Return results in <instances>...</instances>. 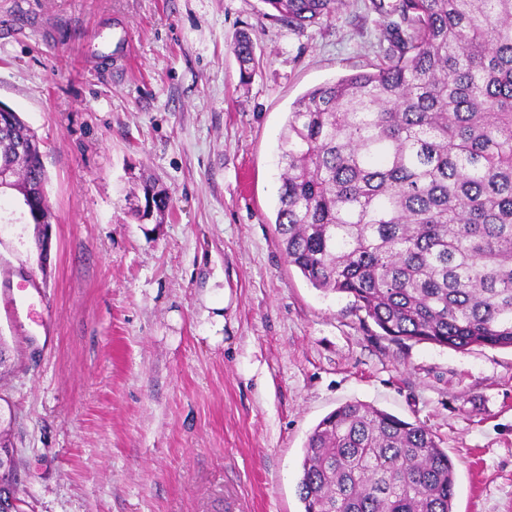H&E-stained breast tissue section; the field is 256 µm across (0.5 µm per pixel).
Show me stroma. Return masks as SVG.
I'll use <instances>...</instances> for the list:
<instances>
[{
  "mask_svg": "<svg viewBox=\"0 0 512 512\" xmlns=\"http://www.w3.org/2000/svg\"><path fill=\"white\" fill-rule=\"evenodd\" d=\"M263 0H0V103L41 143L51 248L0 196V405L23 512H302L315 425L360 401L428 428L455 512H512V350L397 342L288 264L292 104L388 55L373 0L323 24ZM256 46L241 83L231 50ZM171 196L128 214L140 177ZM233 53L239 63L240 75L243 81L249 79L255 70V47L250 34L243 30L233 43Z\"/></svg>",
  "mask_w": 512,
  "mask_h": 512,
  "instance_id": "1",
  "label": "stroma"
}]
</instances>
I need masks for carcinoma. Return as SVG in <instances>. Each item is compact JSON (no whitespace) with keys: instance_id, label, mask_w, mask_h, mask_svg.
I'll return each mask as SVG.
<instances>
[{"instance_id":"1","label":"carcinoma","mask_w":512,"mask_h":512,"mask_svg":"<svg viewBox=\"0 0 512 512\" xmlns=\"http://www.w3.org/2000/svg\"><path fill=\"white\" fill-rule=\"evenodd\" d=\"M296 29L341 0H263ZM398 52L313 88L280 138L275 224L288 264L344 294L394 341L512 348V0H385ZM241 78L255 70L243 30ZM0 123V166L43 202L47 176L20 115ZM159 224L171 207L140 184ZM455 463L423 425L362 402L322 418L304 448L303 512H453ZM0 512H22L0 472Z\"/></svg>"}]
</instances>
